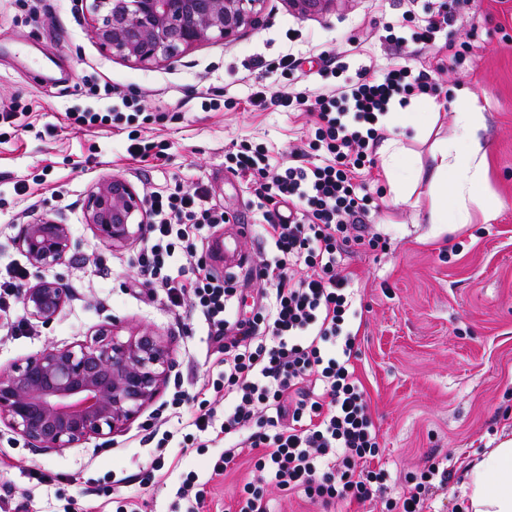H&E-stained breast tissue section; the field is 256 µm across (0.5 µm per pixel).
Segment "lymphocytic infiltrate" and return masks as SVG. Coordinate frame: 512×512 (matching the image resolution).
Listing matches in <instances>:
<instances>
[{"label":"lymphocytic infiltrate","mask_w":512,"mask_h":512,"mask_svg":"<svg viewBox=\"0 0 512 512\" xmlns=\"http://www.w3.org/2000/svg\"><path fill=\"white\" fill-rule=\"evenodd\" d=\"M426 72L397 64L383 75L358 69L355 78L314 95L256 86L253 106L289 112L314 107V139L291 162L274 165L262 145L240 144L225 169L246 178L249 205L262 218L267 248L256 277L260 300L250 317L231 318L237 281L219 277L198 254L197 232L227 223L204 185L151 192L149 238L137 258L138 282L160 289L169 304L199 314L208 326L222 380L224 420L199 407L186 421L196 433L220 430L221 475L243 449L254 453L261 483H246L235 512H274L265 487L300 494L324 507L364 504L388 473L372 468L380 451L369 394L356 373L359 315L350 254L380 244L367 232V175L374 166L377 123L395 97L428 94ZM138 100L68 112L85 127L129 128ZM448 485V468L433 462L388 504L389 512H428L434 490Z\"/></svg>","instance_id":"obj_1"}]
</instances>
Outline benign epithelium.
<instances>
[{"instance_id": "1", "label": "benign epithelium", "mask_w": 512, "mask_h": 512, "mask_svg": "<svg viewBox=\"0 0 512 512\" xmlns=\"http://www.w3.org/2000/svg\"><path fill=\"white\" fill-rule=\"evenodd\" d=\"M299 14L335 0H287ZM263 0H92L91 29L105 50L140 65L181 55L256 23ZM85 220L114 248L148 230L145 201L126 181L104 178L90 191ZM16 245L36 269L62 263L72 248L69 225L42 217L20 227ZM69 299L55 281L22 292L30 318L50 324ZM172 362L163 341L145 328L127 339L102 329L78 347L47 343L36 355L0 372V423L45 453L124 431L167 384Z\"/></svg>"}]
</instances>
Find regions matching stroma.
Wrapping results in <instances>:
<instances>
[{"instance_id": "1", "label": "stroma", "mask_w": 512, "mask_h": 512, "mask_svg": "<svg viewBox=\"0 0 512 512\" xmlns=\"http://www.w3.org/2000/svg\"><path fill=\"white\" fill-rule=\"evenodd\" d=\"M448 0H339L302 16L286 0H265L258 21L236 39L216 38L183 55L140 66L103 51L92 38L91 0H0V109L12 101L25 108L14 123L0 124V274L23 267L26 284L45 278L71 295L51 324L29 319L23 305L13 332L0 316V371L36 354L46 343L74 346L102 328L153 331L173 362L160 396L123 432L77 448L44 453L0 424V498L18 512H185L177 490L194 472L196 489L211 512H228L251 468L212 472L224 449L176 433L162 438L163 419L185 416L178 392L195 394L209 370L207 328L197 316L176 313L163 293L139 286L137 240L115 249L99 239L84 218V202L101 179L118 176L139 194L175 185L204 183L226 224L203 227L199 248L211 257L224 239L236 253L213 260L216 275L232 271L243 293L239 317L251 315L260 285L246 279L262 247L259 217L248 205L243 180L224 169L225 152L243 141L267 146L273 162L288 160L313 124L308 107L293 112L250 105L256 84L281 92L313 93L321 84L322 51L335 56L337 80L361 68L383 72L396 63L431 75L435 94L409 97V109L437 119L383 129L400 141L413 165L429 167L437 141L452 136L457 89L474 92L485 117L488 172L482 189L498 198L496 217L473 213L467 224H434L426 183L407 202H395L375 157L367 186L370 231L385 247L352 255L358 273L363 320L358 333L357 372L370 397L379 431L380 462L390 478L382 496L359 512H386L412 473L432 457L447 460L448 486L433 496V512H464L460 484L478 455L512 434V0H459L457 22L435 43L403 44L386 38L385 23L416 19L447 9ZM473 49L461 53L462 41ZM291 53L302 58L294 71L259 72L253 59ZM145 101L147 116L134 123L140 139L160 143L165 158L137 162L127 153V133L70 125L67 111L97 106L91 84ZM215 98L219 109L203 107ZM51 217L69 224L75 247L59 265L37 270L16 247L21 225Z\"/></svg>"}]
</instances>
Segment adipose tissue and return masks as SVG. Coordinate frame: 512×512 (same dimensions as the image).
I'll return each mask as SVG.
<instances>
[{
    "label": "adipose tissue",
    "mask_w": 512,
    "mask_h": 512,
    "mask_svg": "<svg viewBox=\"0 0 512 512\" xmlns=\"http://www.w3.org/2000/svg\"><path fill=\"white\" fill-rule=\"evenodd\" d=\"M457 100L455 134L442 141L434 155L429 192L435 224L469 223L475 210L489 219L500 206L498 199L479 190L486 178L487 158L477 98L464 88L458 90ZM460 489L466 512H512V437L471 462Z\"/></svg>",
    "instance_id": "adipose-tissue-1"
}]
</instances>
